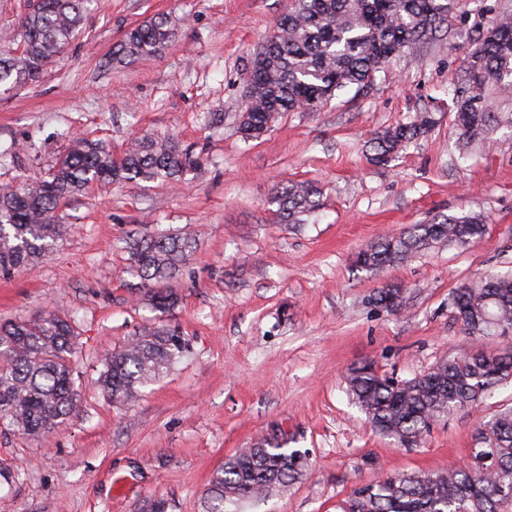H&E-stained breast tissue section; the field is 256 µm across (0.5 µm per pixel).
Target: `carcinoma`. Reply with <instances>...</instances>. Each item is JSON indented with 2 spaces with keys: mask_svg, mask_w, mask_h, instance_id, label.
Masks as SVG:
<instances>
[{
  "mask_svg": "<svg viewBox=\"0 0 512 512\" xmlns=\"http://www.w3.org/2000/svg\"><path fill=\"white\" fill-rule=\"evenodd\" d=\"M89 0H27L16 29L0 36V89L20 90L35 82L81 32ZM459 0H291L286 20L274 25L252 59L240 128L261 137L285 112H316L351 85L363 88L390 59L411 51L457 17ZM477 36L454 90V124L466 149L492 128L512 129V11L498 12ZM173 28L155 17L125 34L113 56L134 63L158 56ZM434 125L422 112L407 124L377 134L372 160L392 161ZM198 160L174 142L135 140L116 158L103 145L76 140L48 177L0 186V273L34 267L65 232L61 201L92 182H180ZM312 183L291 182L276 190L281 221L304 223L318 207ZM485 232L479 214L442 215L415 224L400 236H385L363 250L361 267L376 270L437 244L464 246ZM188 231L145 234L129 242L130 271L150 286V301L164 313L178 302L169 283L196 249ZM402 289H380L376 305L398 311ZM461 328L485 338L512 331V275L487 274L452 293ZM77 334L70 320L54 313L0 324V419L41 440L76 410L71 358ZM188 351L186 339L165 326L149 328L101 360L99 384L116 404L137 398ZM512 378V353L480 348L436 362L410 379L378 373L370 362L354 367L348 390L378 434L410 448L438 419L472 408ZM306 454L261 439L231 456L212 475L203 512H240L245 502L286 491L306 471ZM341 512H512V407L481 420L470 460L434 473L387 475L354 489Z\"/></svg>",
  "mask_w": 512,
  "mask_h": 512,
  "instance_id": "carcinoma-1",
  "label": "carcinoma"
}]
</instances>
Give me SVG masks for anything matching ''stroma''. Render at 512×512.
Instances as JSON below:
<instances>
[{"mask_svg":"<svg viewBox=\"0 0 512 512\" xmlns=\"http://www.w3.org/2000/svg\"><path fill=\"white\" fill-rule=\"evenodd\" d=\"M512 0H462L464 21L392 60L367 87L317 112H288L256 140L239 115L251 58L289 0H93L82 34L40 81L0 94V186L46 177L73 138L122 155L134 138L172 139L200 159L181 183H94L63 202L69 229L35 268L0 275V320L51 310L73 319L77 413L46 439L0 422V512H202L225 459L277 436L305 452L304 476L241 512H339L357 486L386 474L437 472L467 459L477 421L512 406V380L474 408L435 422L412 448L374 433L345 377L371 362L409 379L512 333L477 342L453 319L451 293L484 273H512V130L462 152L451 89L472 47L468 22ZM168 17L175 37L147 62L112 51L131 28ZM432 113L434 128L395 161L370 160L375 133ZM317 181L320 205L284 224L272 202L288 181ZM480 213L486 232L378 271L358 252L440 215ZM191 230L179 301L156 311L129 273L127 241ZM402 288L390 312L371 298ZM166 325L189 355L120 406L96 385L102 358Z\"/></svg>","mask_w":512,"mask_h":512,"instance_id":"35a3bbf8","label":"stroma"}]
</instances>
